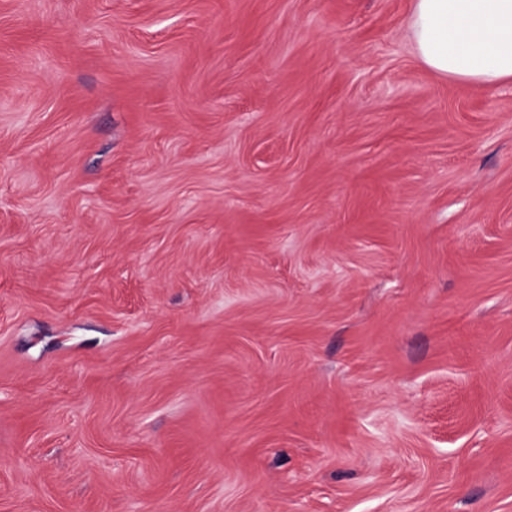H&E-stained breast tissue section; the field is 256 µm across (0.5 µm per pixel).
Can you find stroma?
Instances as JSON below:
<instances>
[{
	"label": "stroma",
	"mask_w": 512,
	"mask_h": 512,
	"mask_svg": "<svg viewBox=\"0 0 512 512\" xmlns=\"http://www.w3.org/2000/svg\"><path fill=\"white\" fill-rule=\"evenodd\" d=\"M411 0H0V512H512V82Z\"/></svg>",
	"instance_id": "1"
}]
</instances>
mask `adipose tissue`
<instances>
[{"label": "adipose tissue", "instance_id": "adipose-tissue-1", "mask_svg": "<svg viewBox=\"0 0 512 512\" xmlns=\"http://www.w3.org/2000/svg\"><path fill=\"white\" fill-rule=\"evenodd\" d=\"M407 32L436 74L479 86L512 80V0H412Z\"/></svg>", "mask_w": 512, "mask_h": 512}]
</instances>
